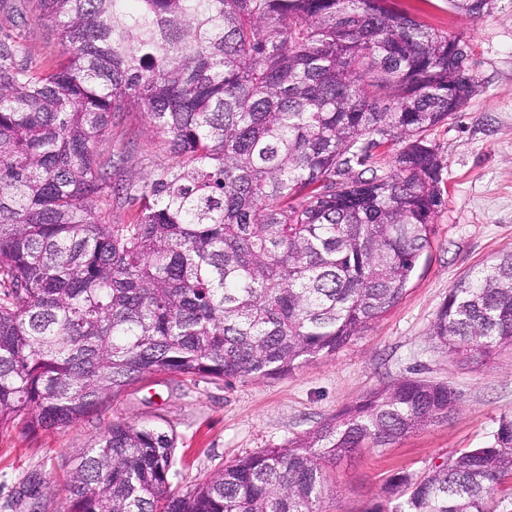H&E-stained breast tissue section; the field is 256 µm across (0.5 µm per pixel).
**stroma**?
<instances>
[{
  "label": "stroma",
  "instance_id": "1",
  "mask_svg": "<svg viewBox=\"0 0 512 512\" xmlns=\"http://www.w3.org/2000/svg\"><path fill=\"white\" fill-rule=\"evenodd\" d=\"M424 24L462 36L471 47L478 88L468 104L431 131L442 160L444 204L432 245L403 299L336 355L311 360L278 378L178 382L148 376L75 424L30 435H0V512H63V475L76 450L118 421H138L177 433L179 492L262 448L280 446L394 380L450 384L458 407L446 420L384 449L342 462L324 493L322 512H365L398 471L422 475L469 448L490 443L502 414L512 412V350L463 359L429 334L448 292L468 271L512 249V0L470 20L448 0H396ZM126 150L134 180L168 162L163 137L142 113L127 114L100 152ZM44 492L21 495L24 477Z\"/></svg>",
  "mask_w": 512,
  "mask_h": 512
}]
</instances>
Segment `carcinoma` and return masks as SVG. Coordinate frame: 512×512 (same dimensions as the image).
I'll use <instances>...</instances> for the list:
<instances>
[{
	"mask_svg": "<svg viewBox=\"0 0 512 512\" xmlns=\"http://www.w3.org/2000/svg\"><path fill=\"white\" fill-rule=\"evenodd\" d=\"M467 18L497 0H448ZM56 27L65 59L0 34V434L75 423L145 376H287L405 295L444 198L430 131L478 87L454 37L394 0H0ZM141 112L170 162L141 183L102 154ZM400 144L387 170L376 149ZM126 199L116 224L99 203ZM430 337L512 349V251L448 292ZM402 378L185 494L176 432L113 423L80 449L64 512H321L329 469L448 418ZM512 413L492 441L365 512H512Z\"/></svg>",
	"mask_w": 512,
	"mask_h": 512,
	"instance_id": "1",
	"label": "carcinoma"
}]
</instances>
